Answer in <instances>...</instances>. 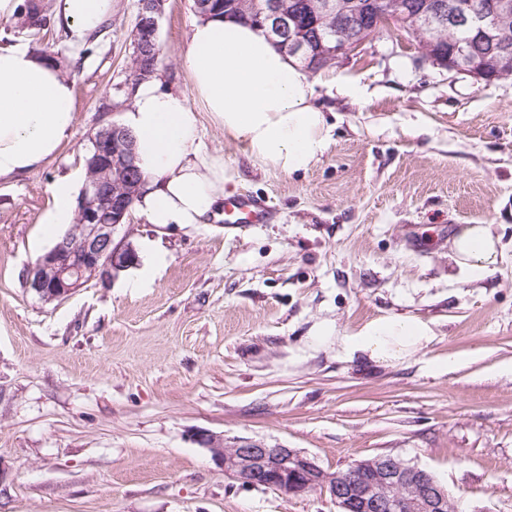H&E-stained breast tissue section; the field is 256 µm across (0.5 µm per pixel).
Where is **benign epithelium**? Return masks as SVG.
Instances as JSON below:
<instances>
[{
  "label": "benign epithelium",
  "instance_id": "1",
  "mask_svg": "<svg viewBox=\"0 0 512 512\" xmlns=\"http://www.w3.org/2000/svg\"><path fill=\"white\" fill-rule=\"evenodd\" d=\"M315 11L324 17H337L336 25L318 36L320 50L333 60L343 59L360 49L368 37L392 27L409 34L438 33L457 27L486 32L498 26L499 18L512 12V0H497L492 11L448 10L446 0H424L423 5L391 6L367 30L348 11L343 0H318ZM163 13L158 0H140L135 34L139 45L159 55V19ZM260 30L290 56L311 55V35L299 24V12L285 0H264L256 10ZM433 44L422 45L426 59L436 64L478 77L485 64L512 65V42L499 38L491 49L473 55L467 48L452 57L434 56ZM96 156L107 161L93 165L77 198L79 223L53 248L28 268L25 286L41 301H62L74 294L92 277L109 279L132 266L136 253L128 243L115 242L117 229L129 220L133 202L117 197L112 174L135 166L134 149L128 130L115 123L99 128L91 139ZM200 442L224 468V474L246 487L278 490L302 496L317 488L325 489L336 503L337 512H444L448 491L428 471L392 455H377L347 469L330 473L313 459L291 448H266L243 442L224 447V439L205 435Z\"/></svg>",
  "mask_w": 512,
  "mask_h": 512
}]
</instances>
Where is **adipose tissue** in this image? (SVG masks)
<instances>
[{
    "label": "adipose tissue",
    "mask_w": 512,
    "mask_h": 512,
    "mask_svg": "<svg viewBox=\"0 0 512 512\" xmlns=\"http://www.w3.org/2000/svg\"><path fill=\"white\" fill-rule=\"evenodd\" d=\"M112 14V0H56L54 18L85 43ZM190 92L154 73L135 88L122 124L136 138L144 188L135 206L159 226L202 223L219 211L226 183L223 160L202 141L189 96L204 104L225 138L246 144L250 158L286 174L308 170L324 151L329 126L314 104L315 84L257 27L223 18L193 24L183 58ZM74 83L59 65L28 45L0 46V179L56 156L76 123ZM498 241L484 224L455 235L449 257L473 277L491 274ZM427 322L391 316L336 339L346 358L402 362L428 344Z\"/></svg>",
    "instance_id": "adipose-tissue-1"
}]
</instances>
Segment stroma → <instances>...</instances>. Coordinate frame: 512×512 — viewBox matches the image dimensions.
<instances>
[{"label":"stroma","mask_w":512,"mask_h":512,"mask_svg":"<svg viewBox=\"0 0 512 512\" xmlns=\"http://www.w3.org/2000/svg\"><path fill=\"white\" fill-rule=\"evenodd\" d=\"M95 52L58 30L19 38L70 59V139L0 180V512H336L328 492L240 486L197 441L292 448L336 472L390 454L431 473L457 512H512V75L491 83L433 65L381 32L311 78L331 130L304 172L249 159L203 105V142L227 193L267 199L269 223L160 227L132 210L117 238L163 261L91 278L46 303L23 275L50 250L51 186L85 180L98 108L127 78L137 0H113ZM196 16L167 0L160 66L188 89ZM354 83L351 93L341 87ZM465 224L491 225L498 263L477 279L449 259ZM391 315L433 339L401 363L337 354L315 330L357 333Z\"/></svg>","instance_id":"1"}]
</instances>
